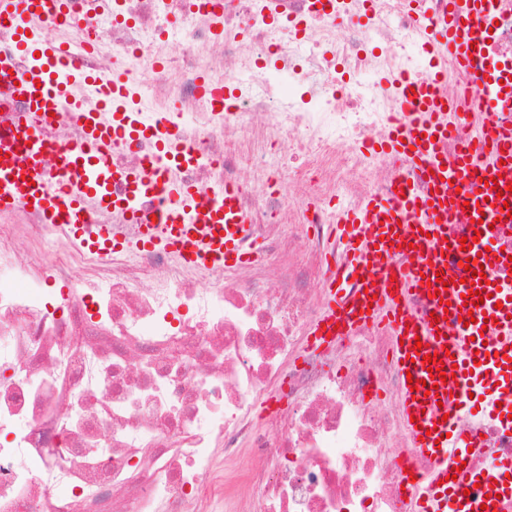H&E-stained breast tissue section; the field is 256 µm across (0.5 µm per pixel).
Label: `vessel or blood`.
Here are the masks:
<instances>
[{
	"label": "vessel or blood",
	"instance_id": "1",
	"mask_svg": "<svg viewBox=\"0 0 512 512\" xmlns=\"http://www.w3.org/2000/svg\"><path fill=\"white\" fill-rule=\"evenodd\" d=\"M67 0H0V19L11 23L19 49L32 56L25 71L10 73L0 61V81L12 85L17 95L38 112L59 109L72 96L75 84L103 98L111 121L100 113L84 118L86 135L79 148L65 159L67 175L50 179L42 170L45 140L41 128L21 124L9 137L0 136V211L17 205L38 211L44 219L78 239L91 251L122 248L108 224H88L84 218L95 205L107 201L102 185L123 178L132 188H156L176 201L177 211L166 213L165 230L146 226L141 246L168 245L194 264L223 268L240 262L249 227L240 212L235 193L225 189L224 204L205 214L208 234L184 215L193 206L194 193L179 183L159 181L162 166L187 161V149H174L163 139L159 155L145 169L120 174L110 160L112 136L125 132L132 123L127 107L130 88L119 77L104 80L80 76L72 61L70 45L51 44L34 31L36 19L63 20ZM496 0H448L447 12L432 18L425 27L427 40L442 58L427 77L414 79L399 99L407 119L381 143L382 151L403 157L430 171L431 192L415 193L400 186L396 200L367 198L359 209L344 212L336 227V240L343 260L325 283L324 319L313 331L315 343L324 345L332 333L348 335L357 323L376 321L392 330V357L400 370L413 380L437 387V394L402 386L399 407L413 457L428 460L433 469L416 474L410 485L413 512H512V483L505 476L512 462L493 469L468 466L472 454L457 431L460 414L483 406L512 408V248L500 250L488 230L506 219L508 206H493L497 190L506 189L512 173V127L498 125L497 112L512 110V64L489 52V30L495 25ZM455 60L481 83L477 105L484 122L476 134V145L448 155L445 145L456 125L470 122L448 95L447 62ZM468 178L467 194L454 191L452 181ZM478 221L481 234L471 247H461L449 235L448 222L458 212ZM412 244L409 263L394 271L371 268L368 257L394 255L399 245ZM466 254L471 267H483L485 280L468 277L466 282L434 291L433 281L446 272L445 255ZM481 291L486 299L471 310L473 323L463 327L459 316L466 310L462 297ZM424 297L430 316L418 317L407 309L412 295ZM449 351L454 360L440 371H429L425 353Z\"/></svg>",
	"mask_w": 512,
	"mask_h": 512
}]
</instances>
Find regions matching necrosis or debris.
<instances>
[{"mask_svg":"<svg viewBox=\"0 0 512 512\" xmlns=\"http://www.w3.org/2000/svg\"><path fill=\"white\" fill-rule=\"evenodd\" d=\"M69 0L80 69L121 72L137 114L192 153L159 172L205 211L237 192L260 259L213 270L139 245L168 202L96 209L127 243L86 250L24 207L0 224V512H409L410 457L391 339L362 324L316 347L337 259V206L399 183L376 166L404 82L436 53L420 31L447 0ZM300 94L284 103L277 78ZM91 96L40 116L50 178L83 139ZM155 140L123 136L139 169ZM296 225L300 238L283 233ZM281 262L268 275L265 257ZM247 467H240L241 458Z\"/></svg>","mask_w":512,"mask_h":512,"instance_id":"1","label":"necrosis or debris"}]
</instances>
